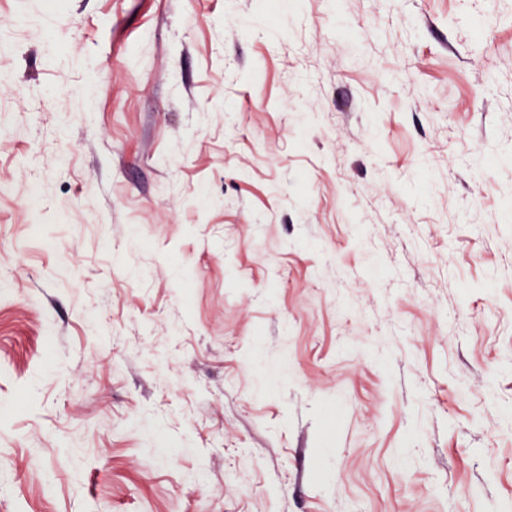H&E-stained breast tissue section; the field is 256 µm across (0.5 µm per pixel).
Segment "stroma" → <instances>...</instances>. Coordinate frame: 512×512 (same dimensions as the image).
Returning a JSON list of instances; mask_svg holds the SVG:
<instances>
[{"label":"stroma","mask_w":512,"mask_h":512,"mask_svg":"<svg viewBox=\"0 0 512 512\" xmlns=\"http://www.w3.org/2000/svg\"><path fill=\"white\" fill-rule=\"evenodd\" d=\"M2 74L0 512H512V0H0Z\"/></svg>","instance_id":"1"}]
</instances>
